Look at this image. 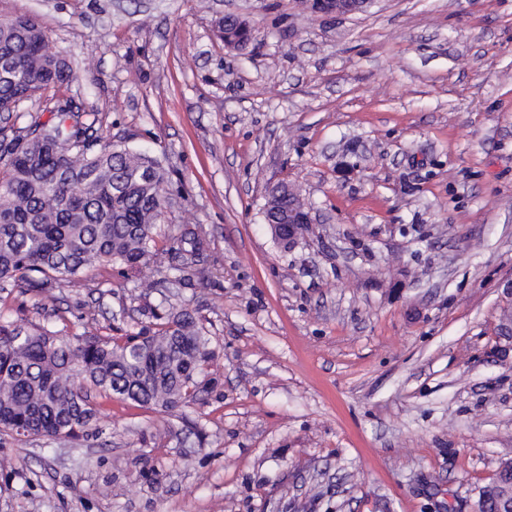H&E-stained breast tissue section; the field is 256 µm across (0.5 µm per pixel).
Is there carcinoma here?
<instances>
[{
	"mask_svg": "<svg viewBox=\"0 0 512 512\" xmlns=\"http://www.w3.org/2000/svg\"><path fill=\"white\" fill-rule=\"evenodd\" d=\"M217 27L228 46L248 37V25L237 17ZM72 79L66 58L45 43L36 21L0 22V104ZM57 112V121L14 135L18 150L0 151V282L40 293L74 283L96 266H147L165 203L156 159L88 134L68 100ZM295 202L268 195L265 223H277ZM201 250L200 239L186 232L176 254L188 261ZM148 313L154 322L122 342L1 319L0 431L58 439L96 435L93 389L165 410L194 400L211 359L209 337L186 309Z\"/></svg>",
	"mask_w": 512,
	"mask_h": 512,
	"instance_id": "1",
	"label": "carcinoma"
}]
</instances>
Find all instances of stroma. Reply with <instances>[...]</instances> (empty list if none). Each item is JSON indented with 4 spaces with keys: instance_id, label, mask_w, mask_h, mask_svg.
Listing matches in <instances>:
<instances>
[{
    "instance_id": "1",
    "label": "stroma",
    "mask_w": 512,
    "mask_h": 512,
    "mask_svg": "<svg viewBox=\"0 0 512 512\" xmlns=\"http://www.w3.org/2000/svg\"><path fill=\"white\" fill-rule=\"evenodd\" d=\"M246 20L224 46L217 22ZM70 62L8 129L68 99L157 158V260L100 266L0 317L136 335L192 311L214 353L173 411L96 397L99 435L0 434V512H473L512 462V0H0ZM311 212L298 245L262 209ZM203 238L172 269L183 228ZM157 281L144 291L141 280ZM312 12L324 16H345L364 10L368 0H310Z\"/></svg>"
}]
</instances>
